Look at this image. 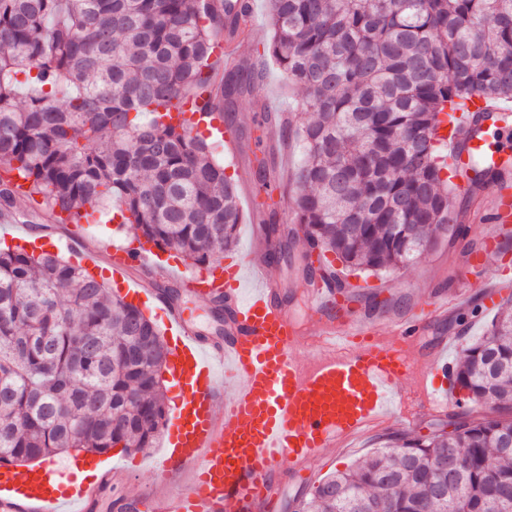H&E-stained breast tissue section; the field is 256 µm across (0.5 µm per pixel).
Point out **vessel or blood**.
<instances>
[{"mask_svg":"<svg viewBox=\"0 0 512 512\" xmlns=\"http://www.w3.org/2000/svg\"><path fill=\"white\" fill-rule=\"evenodd\" d=\"M479 109L512 122V109L476 93L456 111L454 131H442L444 141L466 143L462 151L451 147L448 157L463 196L473 161L507 163L486 137L471 135L472 113ZM486 197L483 219L495 234L512 231V180L491 182ZM157 258L150 242L115 246L107 271L127 283L128 296L136 300L142 288L129 284V272L156 265ZM186 284L195 297L224 298L226 333L222 341L206 343L181 309H168L173 353L185 358L188 367L178 376L184 390L173 401L170 445L155 462L163 491L134 496L122 503L123 512H276L282 462L292 463L294 478H307L310 463L395 414L397 403L410 399L422 408L441 409L453 403L454 368L444 353H435L420 375L412 360L422 330L454 316L464 292L429 290L420 309L385 331L355 314L336 289H310L314 353L301 359L292 352L299 330L276 300L279 285L266 271L263 252L215 263ZM221 375L236 385L226 400L217 386ZM128 476L127 469L112 467L106 457H79L62 469L53 463L33 468L29 485L23 486L4 463L0 512H95L113 478Z\"/></svg>","mask_w":512,"mask_h":512,"instance_id":"obj_1","label":"vessel or blood"}]
</instances>
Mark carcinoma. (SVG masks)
<instances>
[{"label": "carcinoma", "instance_id": "obj_1", "mask_svg": "<svg viewBox=\"0 0 512 512\" xmlns=\"http://www.w3.org/2000/svg\"><path fill=\"white\" fill-rule=\"evenodd\" d=\"M250 15L249 0H0V219L36 195L58 224L113 204L134 239L191 265L233 248L239 185L218 140L163 114L206 93L222 117L252 91L261 72L211 61ZM268 20L258 56L302 98L291 117L261 105L262 121L304 160L283 185L299 229L265 213L267 255L309 283L327 275L285 246L299 233L373 273L461 236L437 131L474 91L512 98V0H268ZM255 162L270 187L275 169ZM503 174L476 162L469 195ZM168 354L104 280L48 251L0 249V463L153 447ZM455 375L465 408L451 431L390 437L294 512H512V418L494 413L512 409V311L466 345ZM477 406L493 412L475 419Z\"/></svg>", "mask_w": 512, "mask_h": 512}]
</instances>
